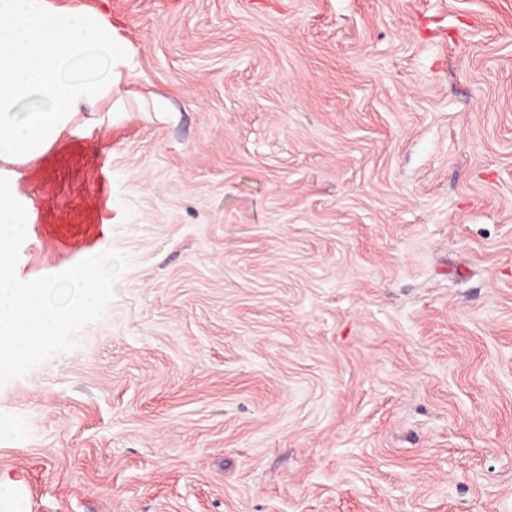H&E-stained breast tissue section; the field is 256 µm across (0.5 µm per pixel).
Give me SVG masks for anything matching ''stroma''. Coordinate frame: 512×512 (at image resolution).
I'll return each instance as SVG.
<instances>
[{
	"label": "stroma",
	"mask_w": 512,
	"mask_h": 512,
	"mask_svg": "<svg viewBox=\"0 0 512 512\" xmlns=\"http://www.w3.org/2000/svg\"><path fill=\"white\" fill-rule=\"evenodd\" d=\"M127 52L0 166L30 281L130 265L0 387L28 512H512V0H52Z\"/></svg>",
	"instance_id": "1"
}]
</instances>
